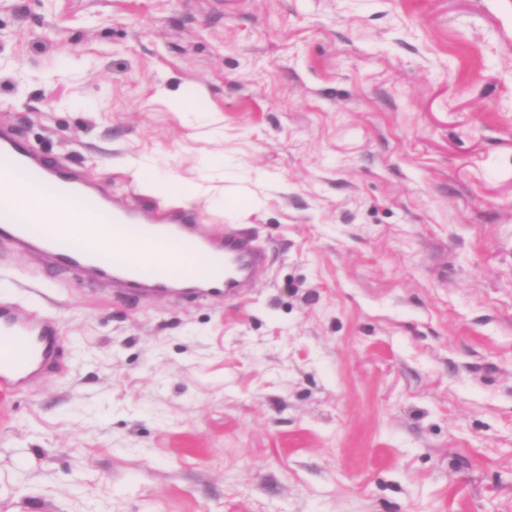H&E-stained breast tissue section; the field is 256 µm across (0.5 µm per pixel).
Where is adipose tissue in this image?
<instances>
[{
    "mask_svg": "<svg viewBox=\"0 0 512 512\" xmlns=\"http://www.w3.org/2000/svg\"><path fill=\"white\" fill-rule=\"evenodd\" d=\"M178 194L186 201L203 200L219 206L231 200H239L244 202L247 209L251 211L260 210L263 206L257 196L242 188L229 189L217 185L204 186L183 182L179 185ZM11 200L23 211L40 216L42 230L47 232L58 229L71 230L73 240L78 246L84 248L95 246L112 234L111 222L90 219L86 206L68 205L61 201L53 203L44 194L34 189L16 192Z\"/></svg>",
    "mask_w": 512,
    "mask_h": 512,
    "instance_id": "ef3b65f1",
    "label": "adipose tissue"
}]
</instances>
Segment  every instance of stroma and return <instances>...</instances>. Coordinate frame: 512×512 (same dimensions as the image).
I'll list each match as a JSON object with an SVG mask.
<instances>
[{
    "label": "stroma",
    "mask_w": 512,
    "mask_h": 512,
    "mask_svg": "<svg viewBox=\"0 0 512 512\" xmlns=\"http://www.w3.org/2000/svg\"><path fill=\"white\" fill-rule=\"evenodd\" d=\"M0 124L117 198L244 186L238 300L0 243L60 369L0 389V512H512V0H0ZM127 172L148 191L164 189L165 179L146 165L131 166L127 169Z\"/></svg>",
    "instance_id": "stroma-1"
}]
</instances>
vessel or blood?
Segmentation results:
<instances>
[{
	"instance_id": "obj_1",
	"label": "vessel or blood",
	"mask_w": 512,
	"mask_h": 512,
	"mask_svg": "<svg viewBox=\"0 0 512 512\" xmlns=\"http://www.w3.org/2000/svg\"><path fill=\"white\" fill-rule=\"evenodd\" d=\"M0 167L9 181L0 183V240L21 254L35 253L48 264L86 269L119 293L161 297L181 291L201 299H237L249 295L264 277V249L235 231L218 232L198 224L193 211H157L110 200L73 170L51 157L26 149L13 132L0 127ZM42 186L48 197L90 203L93 215L112 222L111 239L90 249L77 248L68 233L36 231L35 219L10 201L15 186ZM149 253L142 263L126 258L130 250ZM204 255L206 276L190 269L192 257ZM59 361L58 327L53 320L26 315L12 303H0V387L18 390L54 373Z\"/></svg>"
}]
</instances>
